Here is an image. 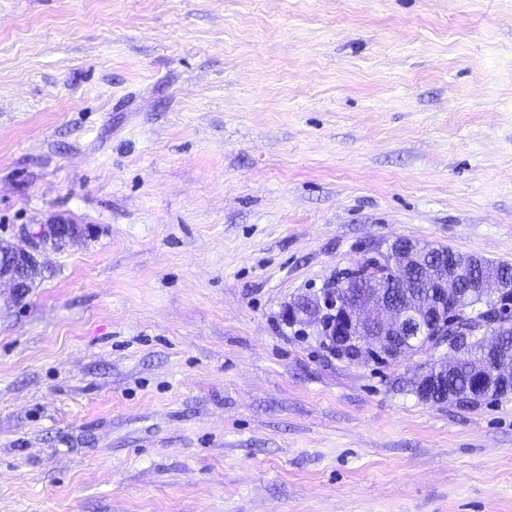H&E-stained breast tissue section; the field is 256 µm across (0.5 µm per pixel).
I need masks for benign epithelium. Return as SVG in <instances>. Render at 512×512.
<instances>
[{
	"label": "benign epithelium",
	"mask_w": 512,
	"mask_h": 512,
	"mask_svg": "<svg viewBox=\"0 0 512 512\" xmlns=\"http://www.w3.org/2000/svg\"><path fill=\"white\" fill-rule=\"evenodd\" d=\"M21 232L29 241L27 249L0 242V255L7 258L6 265L0 266V288L9 290L8 299L15 305L23 301L40 272L38 252L48 247L56 249L86 234L80 225L63 219L40 224L36 228L26 225ZM397 260L401 274L416 268L428 287L427 293L412 305H398L388 299H379L366 289L349 299L338 290H326L320 298L300 306L297 313L318 325L326 324L327 331L333 334L338 345L355 347L356 362L366 358V337L384 345L387 355L396 358L398 339L431 333L430 350L439 353L437 369L418 378V381L429 385L448 375V340L445 336L448 335V321L455 313L448 307V301L459 295L458 275L452 269L443 271L406 248L398 251ZM476 287L489 301V306L482 308L483 315L476 317L478 331L486 335L497 329L498 299L505 293L512 294V285L505 282L500 269L490 265L482 268Z\"/></svg>",
	"instance_id": "7a95c632"
}]
</instances>
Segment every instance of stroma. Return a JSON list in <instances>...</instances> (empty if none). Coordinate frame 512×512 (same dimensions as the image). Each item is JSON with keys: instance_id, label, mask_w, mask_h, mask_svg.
<instances>
[{"instance_id": "1", "label": "stroma", "mask_w": 512, "mask_h": 512, "mask_svg": "<svg viewBox=\"0 0 512 512\" xmlns=\"http://www.w3.org/2000/svg\"><path fill=\"white\" fill-rule=\"evenodd\" d=\"M0 512H512V396L336 359L398 238L512 265V0H0ZM86 229L63 219L54 220L51 224H40L37 228L24 226L22 234L29 241V248H16L0 242V255L4 254L7 263L0 265V288H8V299L14 305L20 304L32 288L35 277L40 272L37 259L41 249L59 248L62 244H70L82 238Z\"/></svg>"}]
</instances>
